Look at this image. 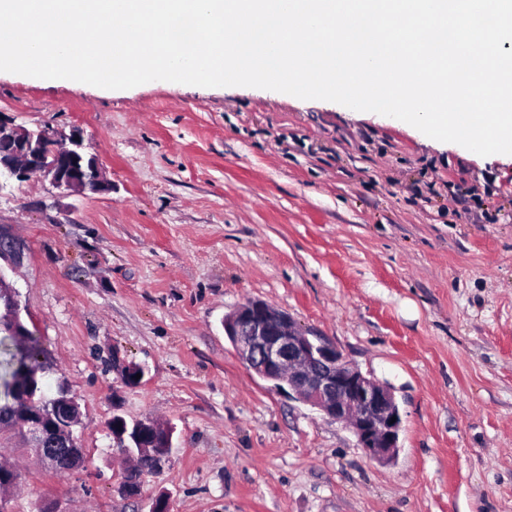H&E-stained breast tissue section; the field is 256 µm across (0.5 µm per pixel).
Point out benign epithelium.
I'll use <instances>...</instances> for the list:
<instances>
[{"label": "benign epithelium", "mask_w": 512, "mask_h": 512, "mask_svg": "<svg viewBox=\"0 0 512 512\" xmlns=\"http://www.w3.org/2000/svg\"><path fill=\"white\" fill-rule=\"evenodd\" d=\"M0 176L25 182L33 176L67 196L88 197L112 191L96 153L90 151L77 128L50 125L28 128L0 113ZM0 283L4 271L17 274L27 256L26 245L8 231L0 232ZM224 334L241 359L274 387L288 392L346 425L357 444L377 460L389 461L399 448L401 415L391 389L346 360L337 346L310 336L285 311L262 300H249L224 318ZM122 381L144 373L141 366L112 356ZM64 422H48L31 415L27 421L32 451L50 471H74L83 466L84 450L77 442L58 440L82 424L76 398L67 399ZM132 440L141 455L160 473L168 456L159 455L157 443L171 447V433L151 418L136 421Z\"/></svg>", "instance_id": "obj_1"}]
</instances>
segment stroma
Here are the masks:
<instances>
[{"label": "stroma", "instance_id": "1", "mask_svg": "<svg viewBox=\"0 0 512 512\" xmlns=\"http://www.w3.org/2000/svg\"><path fill=\"white\" fill-rule=\"evenodd\" d=\"M78 128L110 193L0 183L28 246L14 281L85 414L84 468L25 449L18 512H512V155L399 119L252 87L77 86L0 72V113ZM261 299L387 385L393 461L277 391L223 321ZM145 370L121 384L113 354ZM174 429L165 470L122 495L112 415Z\"/></svg>", "mask_w": 512, "mask_h": 512}]
</instances>
